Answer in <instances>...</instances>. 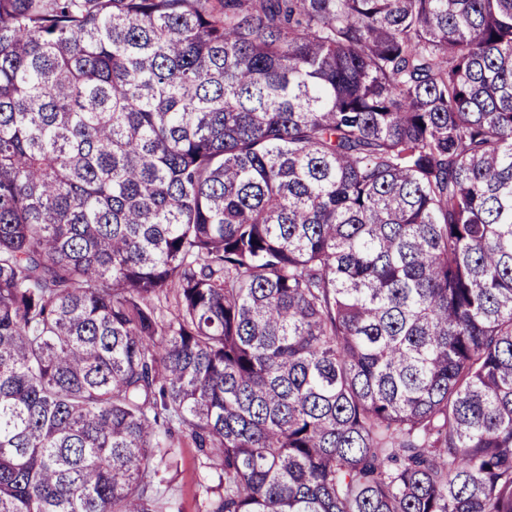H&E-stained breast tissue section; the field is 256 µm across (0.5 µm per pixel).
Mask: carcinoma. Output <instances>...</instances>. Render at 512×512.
Listing matches in <instances>:
<instances>
[{"mask_svg": "<svg viewBox=\"0 0 512 512\" xmlns=\"http://www.w3.org/2000/svg\"><path fill=\"white\" fill-rule=\"evenodd\" d=\"M512 512V0H0V512ZM172 497L183 512H198L205 498V488L218 483V473L201 467L200 458L189 438H182L176 461L167 475Z\"/></svg>", "mask_w": 512, "mask_h": 512, "instance_id": "obj_1", "label": "carcinoma"}]
</instances>
